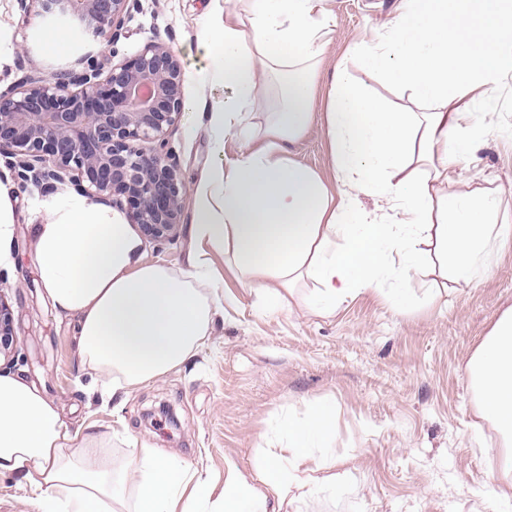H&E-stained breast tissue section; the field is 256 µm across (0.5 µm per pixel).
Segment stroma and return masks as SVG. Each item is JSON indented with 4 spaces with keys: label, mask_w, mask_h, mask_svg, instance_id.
<instances>
[{
    "label": "stroma",
    "mask_w": 512,
    "mask_h": 512,
    "mask_svg": "<svg viewBox=\"0 0 512 512\" xmlns=\"http://www.w3.org/2000/svg\"><path fill=\"white\" fill-rule=\"evenodd\" d=\"M208 0H132L117 43L77 33L63 55L43 53L41 18L24 17L18 0H0V90L24 76L64 79L79 58L94 53L103 67L137 54L151 41L168 46L183 67L185 101L201 100L195 71L197 32ZM399 0H324L331 43L328 65L344 64L373 91L381 84L360 70L347 48L384 33ZM495 111L479 113L485 133L475 155L458 169L459 191L488 189L512 220V73L494 93ZM171 161L195 188L211 158L200 112L183 110L166 134ZM294 161L329 174V146L313 125L291 148ZM13 265L0 270V294L14 315L17 344L0 369L21 373L60 409L71 428L94 434L98 460L128 475L126 506H133L136 464L132 446H147L196 467L214 494L234 462L247 476L276 425L325 409L332 416L325 441V475L335 491L305 499L288 492L281 512H512V482L497 475L501 434L479 411L468 362L501 314L512 307V244L501 247L491 270L463 284L424 267L408 286L412 306L395 309L387 292L367 291L320 314L308 304L314 288L303 280L290 305L264 308L224 255L214 254V286L231 297L205 344L180 367L131 394L101 398L99 374L83 363L72 321L44 296L33 262L32 227L54 190L16 180ZM193 198L185 196L173 240L146 242L147 261L180 272L194 248Z\"/></svg>",
    "instance_id": "1"
}]
</instances>
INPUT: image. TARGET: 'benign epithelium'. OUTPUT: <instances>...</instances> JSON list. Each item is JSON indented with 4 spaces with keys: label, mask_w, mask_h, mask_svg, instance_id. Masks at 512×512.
Here are the masks:
<instances>
[{
    "label": "benign epithelium",
    "mask_w": 512,
    "mask_h": 512,
    "mask_svg": "<svg viewBox=\"0 0 512 512\" xmlns=\"http://www.w3.org/2000/svg\"><path fill=\"white\" fill-rule=\"evenodd\" d=\"M25 14L69 16L94 36H114L131 0H20ZM66 82L27 77L0 91V155L17 177L75 191L126 211L155 242L174 237L187 187L170 164L166 132L182 113L183 69L164 44L147 43L103 73L97 62ZM149 141L145 150L139 143ZM17 341L0 296V354Z\"/></svg>",
    "instance_id": "benign-epithelium-1"
}]
</instances>
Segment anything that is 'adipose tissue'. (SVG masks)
<instances>
[{
  "instance_id": "ef3b65f1",
  "label": "adipose tissue",
  "mask_w": 512,
  "mask_h": 512,
  "mask_svg": "<svg viewBox=\"0 0 512 512\" xmlns=\"http://www.w3.org/2000/svg\"><path fill=\"white\" fill-rule=\"evenodd\" d=\"M512 0H401L384 34L356 46L362 68L413 108L363 92L338 65L316 94L330 44L322 0H248L247 15L216 7L197 45L196 81L209 96L211 162L196 190L190 233L197 247L177 273L146 262L142 241L112 209L77 192L56 198L34 227V262L55 311L74 318L79 352L105 386L130 393L184 364L208 336L222 304L210 292L211 251L233 247L249 288L283 306L308 277L313 308L337 304L394 281L403 283L433 251L436 270L468 284L491 267V247L512 237L489 191L451 192L459 165L475 150L472 100L493 104L512 71ZM277 78L283 103L264 130L249 119L259 74ZM322 121L336 183L294 162L291 148ZM243 148L224 163V139ZM368 194L385 213L361 210ZM484 416L512 439V308L469 362ZM331 429L328 412L279 423L247 479L227 464L216 512H279L284 490L306 498L320 459L314 447ZM92 436L70 430L56 407L23 377L0 373V475L21 474L32 512H123L124 475L93 461ZM134 512H206L212 491L197 469L135 448Z\"/></svg>"
}]
</instances>
